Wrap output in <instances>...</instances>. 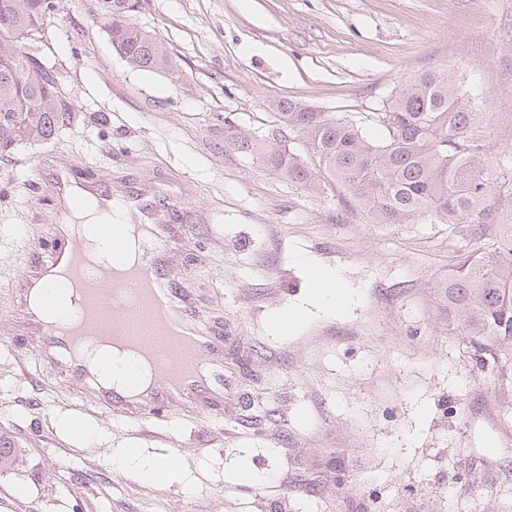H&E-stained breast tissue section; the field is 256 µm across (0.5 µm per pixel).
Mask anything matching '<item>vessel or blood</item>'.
Listing matches in <instances>:
<instances>
[{
  "instance_id": "1",
  "label": "vessel or blood",
  "mask_w": 512,
  "mask_h": 512,
  "mask_svg": "<svg viewBox=\"0 0 512 512\" xmlns=\"http://www.w3.org/2000/svg\"><path fill=\"white\" fill-rule=\"evenodd\" d=\"M143 230L150 245L143 248L139 261L131 263L116 257L108 273L113 289H137L131 305L113 307L102 289L88 288L81 315L65 331L41 323L43 314L51 308L50 296H43L41 305L27 309L29 320L38 325L49 348L69 352L84 339L105 331L143 357L156 359L157 374L148 394L135 396L114 390L103 393L98 402L101 412L120 410L135 419L157 416L172 397L187 392L199 394L224 381L221 374L205 368L207 354L221 349V337L214 330L197 326L186 294L175 293L171 274L159 271V253L168 244V225L150 223ZM81 253L78 239L63 234L60 244L41 256L36 270L26 275L23 290L48 288L61 275L73 282L85 280Z\"/></svg>"
}]
</instances>
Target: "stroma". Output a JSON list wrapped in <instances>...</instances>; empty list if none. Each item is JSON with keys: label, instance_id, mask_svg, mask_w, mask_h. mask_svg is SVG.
<instances>
[{"label": "stroma", "instance_id": "35a3bbf8", "mask_svg": "<svg viewBox=\"0 0 512 512\" xmlns=\"http://www.w3.org/2000/svg\"><path fill=\"white\" fill-rule=\"evenodd\" d=\"M33 52L59 80L68 119L0 156V435L23 457L0 473V512H502L512 501V401L470 344L448 333L439 283L468 227L377 224L324 178L284 180L226 148L224 121L297 151L270 102L365 122L424 71L479 96L512 148V0H140L175 74L131 66L95 0H54ZM123 196L163 190L194 220L161 259L196 319L224 332L223 388L172 401L182 428L120 415L64 423L94 388L67 384L16 310L31 257L52 245L55 175L70 161ZM341 277L346 310L306 305L303 258ZM288 335L274 320L296 307ZM136 448L176 459L149 482L113 464ZM263 475L238 480L240 466Z\"/></svg>", "mask_w": 512, "mask_h": 512}]
</instances>
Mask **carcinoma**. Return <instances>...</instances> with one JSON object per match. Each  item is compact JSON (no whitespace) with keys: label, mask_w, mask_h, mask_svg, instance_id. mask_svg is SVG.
Segmentation results:
<instances>
[{"label":"carcinoma","mask_w":512,"mask_h":512,"mask_svg":"<svg viewBox=\"0 0 512 512\" xmlns=\"http://www.w3.org/2000/svg\"><path fill=\"white\" fill-rule=\"evenodd\" d=\"M139 0H98V17L112 47L138 68L175 71L163 38L132 22ZM53 0H0V155L50 139L66 121L55 78L26 45L38 39ZM473 95L450 76L424 72L403 84L375 113L374 139L354 120L294 102L273 104L280 121L304 139L307 155L283 144L268 146L238 130L224 146L259 159L281 178L308 183L319 173L339 185L379 224L433 218L481 224L493 190L484 157L493 147L478 140L481 112H467ZM496 223L499 244L465 254L448 267L440 290L448 330L466 340L478 359L512 386V188ZM21 449L0 435V469L14 466Z\"/></svg>","instance_id":"obj_1"}]
</instances>
